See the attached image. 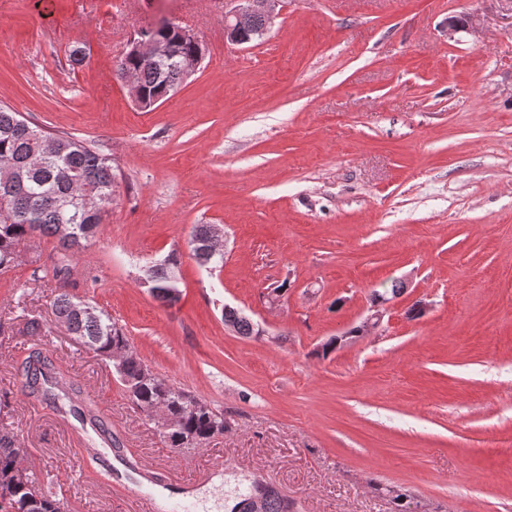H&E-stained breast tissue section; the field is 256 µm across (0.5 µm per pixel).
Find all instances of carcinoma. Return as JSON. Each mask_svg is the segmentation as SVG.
<instances>
[{
  "label": "carcinoma",
  "mask_w": 512,
  "mask_h": 512,
  "mask_svg": "<svg viewBox=\"0 0 512 512\" xmlns=\"http://www.w3.org/2000/svg\"><path fill=\"white\" fill-rule=\"evenodd\" d=\"M170 47L168 54L153 62H144L133 53L121 59L119 70L129 69L146 104L166 101L186 80L185 67L203 46L181 41L175 27L166 26L142 32ZM0 270L10 268L18 260V247L23 242L37 243L43 237L57 240L55 258L37 271L45 278L60 282V292L53 299L51 313L65 325L69 335L105 360L112 350L131 343L112 316L100 309L95 315L82 313L85 298L69 292L74 257L84 243L95 236L100 216L90 213L86 192L100 196V203L112 205V192L117 174L112 158L97 145L72 135L49 133L22 118L9 106L0 104ZM191 254L202 266L215 270L224 263L221 255L191 248ZM178 260L168 256L148 267L146 284L150 295L166 303L179 300L178 281L174 278ZM224 323L242 336L254 334L253 324L235 309H224ZM20 391L27 397L51 399L58 409L80 420L92 419L91 411L81 404L80 387L58 368L53 355L43 349L29 352L20 366ZM119 383L131 403L147 416L162 409L170 425L161 431L166 447L176 452L191 439L198 446L224 433V413L207 402L156 375L140 358L132 356L116 371ZM19 452L14 433L0 430V512H61L60 499L44 487L33 473L25 482L9 486L7 475ZM264 512H286L287 503L275 492L264 491Z\"/></svg>",
  "instance_id": "cac0c4a2"
}]
</instances>
